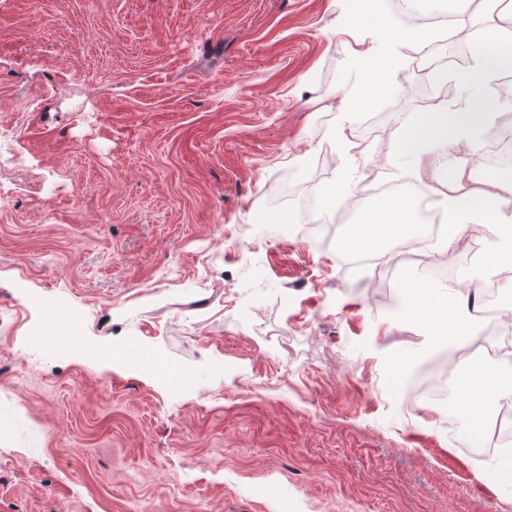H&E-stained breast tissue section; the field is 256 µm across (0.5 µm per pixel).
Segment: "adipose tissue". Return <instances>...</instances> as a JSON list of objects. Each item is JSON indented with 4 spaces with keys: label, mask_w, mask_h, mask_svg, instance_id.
I'll use <instances>...</instances> for the list:
<instances>
[{
    "label": "adipose tissue",
    "mask_w": 512,
    "mask_h": 512,
    "mask_svg": "<svg viewBox=\"0 0 512 512\" xmlns=\"http://www.w3.org/2000/svg\"><path fill=\"white\" fill-rule=\"evenodd\" d=\"M347 21L352 25L372 28L379 36L383 56L364 60L367 80L356 104L362 105L384 91V63L387 50L404 39L426 40L423 31H408L393 26L389 16L379 9L376 0H347ZM488 46L477 60L471 76L465 81L464 93L456 109L442 105L418 113L404 124L393 148L416 166L433 167L444 188L441 204L448 217L442 238L443 246L459 245L460 227L464 224H486L491 238L484 251L481 265L468 270L469 282H480L497 272L512 270V214L500 211L498 199L490 194L472 192L462 182L461 169L465 159L456 152L459 147L476 150L478 127L493 111L486 90L499 73L498 62L512 47L502 43L503 33L512 30V8L498 7L496 0H480ZM459 117L456 128H449L448 115ZM421 207L418 202L385 196L368 211L359 223L349 225L343 236L342 250L377 252L388 250L394 243L419 239L423 228L418 222ZM468 295L446 286L438 287L423 279H404L396 301L389 310L393 323H408L426 331L434 346L458 347L477 339L478 331L471 320ZM460 396L456 411L469 425L474 439L490 444L493 435L485 419L490 402L512 398V369L483 364L471 365L464 379L458 380Z\"/></svg>",
    "instance_id": "adipose-tissue-1"
}]
</instances>
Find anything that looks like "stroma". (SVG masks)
Here are the masks:
<instances>
[{
    "instance_id": "35a3bbf8",
    "label": "stroma",
    "mask_w": 512,
    "mask_h": 512,
    "mask_svg": "<svg viewBox=\"0 0 512 512\" xmlns=\"http://www.w3.org/2000/svg\"><path fill=\"white\" fill-rule=\"evenodd\" d=\"M346 12L0 0V512H512L388 384L437 357L388 320L428 266L375 285L336 250L372 167L438 185L392 152L435 92L413 41L395 100L348 106L378 37Z\"/></svg>"
}]
</instances>
